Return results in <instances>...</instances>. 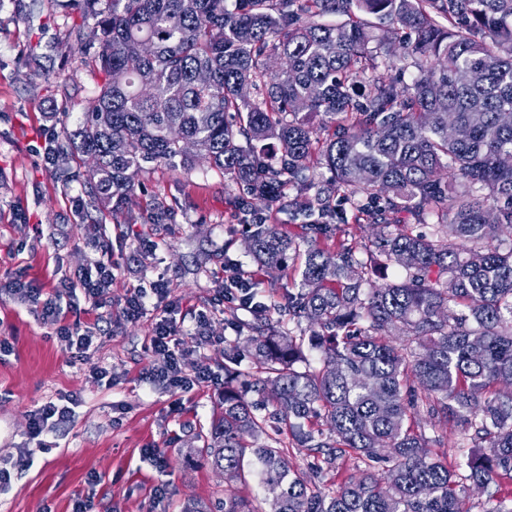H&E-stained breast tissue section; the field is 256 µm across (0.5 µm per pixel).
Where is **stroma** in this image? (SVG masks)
<instances>
[{"mask_svg":"<svg viewBox=\"0 0 512 512\" xmlns=\"http://www.w3.org/2000/svg\"><path fill=\"white\" fill-rule=\"evenodd\" d=\"M94 26L81 0H0V281L18 277L49 295L98 255L114 264L101 307L79 289L70 298L67 322L100 327L81 360L70 358L29 305L0 294V340L12 347L0 361V458L32 454L30 466L0 494V512H71L79 494L89 496L91 512H180L190 498L222 501L223 474L190 451L202 447L224 388L175 398L143 380L155 363L148 345L158 311L129 320L124 301L133 289L164 278L182 328L184 372L204 363L220 378L225 344L245 346L253 319L221 301L229 263L253 274L257 300L283 323L300 280L298 262L289 261L273 279L247 253L236 190L219 171L162 166L144 175L118 209L91 212L85 166L44 160L45 138L65 143L105 81L91 58ZM156 200L171 208L167 223L149 218ZM202 312L208 322L200 331ZM100 367L111 369V382L95 377ZM71 395L81 399L74 415L42 441L31 440V411ZM151 448L165 467L148 456ZM94 476L99 485H91ZM160 485L166 495L159 502Z\"/></svg>","mask_w":512,"mask_h":512,"instance_id":"obj_1","label":"stroma"}]
</instances>
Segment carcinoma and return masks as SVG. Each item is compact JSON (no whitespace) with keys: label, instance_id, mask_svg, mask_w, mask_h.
Returning <instances> with one entry per match:
<instances>
[{"label":"carcinoma","instance_id":"obj_1","mask_svg":"<svg viewBox=\"0 0 512 512\" xmlns=\"http://www.w3.org/2000/svg\"><path fill=\"white\" fill-rule=\"evenodd\" d=\"M83 2L105 82L61 153L94 157L90 207L158 167L206 163L244 212L297 204L327 237L341 197L382 229L305 250L292 328L255 306L257 376L224 349V410L197 452L229 484L257 473L265 495H227L222 512H470L469 483L481 512H512V0ZM318 165L332 178L315 180ZM247 251L278 271L300 243L254 220ZM450 422L453 466L430 448ZM348 462L358 474L335 491L313 485Z\"/></svg>","mask_w":512,"mask_h":512}]
</instances>
